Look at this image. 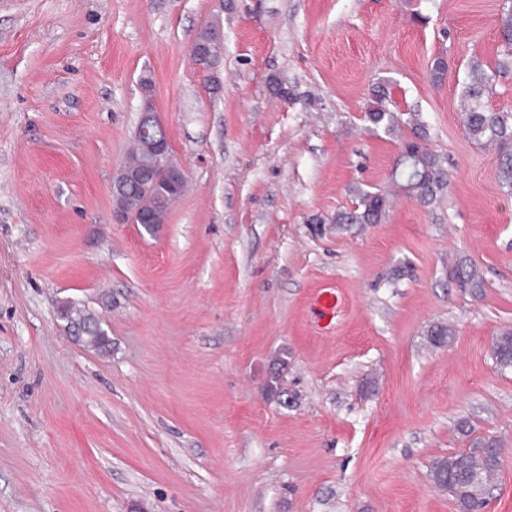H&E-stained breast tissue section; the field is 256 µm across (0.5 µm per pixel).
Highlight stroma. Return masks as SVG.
Returning a JSON list of instances; mask_svg holds the SVG:
<instances>
[{"instance_id":"35a3bbf8","label":"stroma","mask_w":512,"mask_h":512,"mask_svg":"<svg viewBox=\"0 0 512 512\" xmlns=\"http://www.w3.org/2000/svg\"><path fill=\"white\" fill-rule=\"evenodd\" d=\"M504 2L0 0V512H457L431 469L462 419L502 440L488 512H512V370L491 355L512 196L461 122ZM214 20L207 82L189 47ZM145 75L188 177L154 234L112 218ZM381 84L448 188L340 224L399 150L364 119ZM460 258L480 297L451 288ZM327 287L343 307L322 330ZM65 299L110 354L67 338ZM58 315L60 320L65 323L64 328H67V325L72 322L91 325V327L86 329V333L82 338L83 343L88 347L100 351H107L110 348L112 340L106 330L104 329L105 331L102 332L99 331L98 327L94 326L99 320V317L95 314L68 304L58 311Z\"/></svg>"}]
</instances>
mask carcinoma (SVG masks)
<instances>
[{
  "instance_id": "cac0c4a2",
  "label": "carcinoma",
  "mask_w": 512,
  "mask_h": 512,
  "mask_svg": "<svg viewBox=\"0 0 512 512\" xmlns=\"http://www.w3.org/2000/svg\"><path fill=\"white\" fill-rule=\"evenodd\" d=\"M500 58L492 73L474 62L469 68V81L463 95L467 107L461 119L470 139L479 144H490L498 153L497 177L501 188L512 194V113L492 111L484 103V96L493 90L496 78L512 71V4L501 13L499 21ZM389 92L379 86L373 90L372 100L365 109V119L375 127L390 132L405 126L411 135L400 144L394 159L389 180L392 187L415 198L429 207L436 204L448 187V171L442 157L428 145V134L420 113H396L388 107ZM181 193L174 191L165 195L155 191L149 196L131 195V188L122 183H113L112 199L115 208L125 210L135 203L144 210L165 207L174 203ZM358 207L336 215L338 224H381L391 208V193L384 190L358 192ZM448 281L464 294L478 296L484 288V280L475 264L459 259L448 268ZM58 315L65 324L89 325L82 338L85 345L106 351L112 340L108 333L96 327L99 317L75 305H66ZM427 336L434 346H444L453 340L454 328L450 324L432 325ZM492 349L499 359L500 368H512V327L506 326L495 336ZM502 442L496 437H477L468 448L436 461L431 470L434 483L448 492L459 512H482L485 507L484 493L493 487L498 472L493 459L498 456Z\"/></svg>"
}]
</instances>
